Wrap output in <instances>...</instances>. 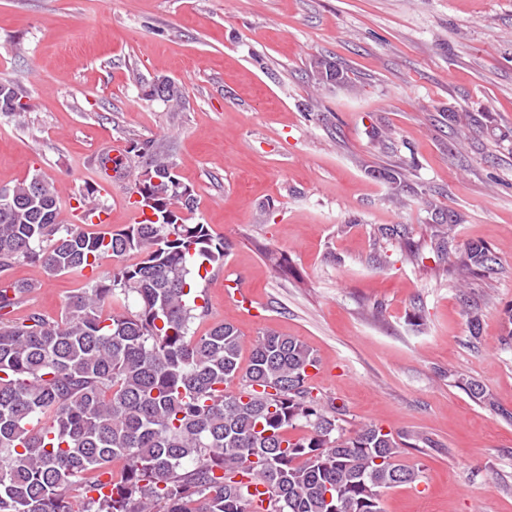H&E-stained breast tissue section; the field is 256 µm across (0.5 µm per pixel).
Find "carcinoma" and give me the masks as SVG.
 Returning <instances> with one entry per match:
<instances>
[{
  "label": "carcinoma",
  "instance_id": "cac0c4a2",
  "mask_svg": "<svg viewBox=\"0 0 512 512\" xmlns=\"http://www.w3.org/2000/svg\"><path fill=\"white\" fill-rule=\"evenodd\" d=\"M314 62L351 84L336 62ZM145 94L183 98L172 82ZM23 98L0 84V112L23 117ZM133 156L161 179L131 188L141 196L132 206L156 216L143 224H63L55 181L41 174L0 187V272L39 264L85 279L58 320L37 310L13 318L39 284L0 281V512H383L388 490L419 478L400 461L401 443L376 424L344 432L341 409L313 394L318 359L302 340L266 331L244 367L232 324L196 334L208 307L191 263L223 267L224 237L192 221L197 198L169 173V157L147 141L125 150L124 168ZM460 222L456 212L438 222V252ZM380 234L417 256L399 228ZM104 257L118 264L99 278ZM495 264L483 244L460 254L465 274ZM458 386L494 406L480 382Z\"/></svg>",
  "mask_w": 512,
  "mask_h": 512
}]
</instances>
